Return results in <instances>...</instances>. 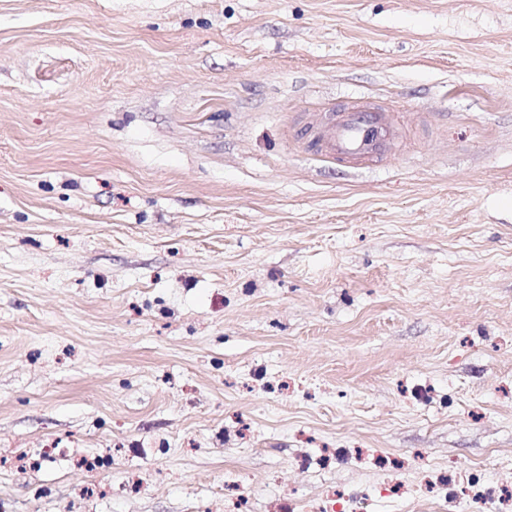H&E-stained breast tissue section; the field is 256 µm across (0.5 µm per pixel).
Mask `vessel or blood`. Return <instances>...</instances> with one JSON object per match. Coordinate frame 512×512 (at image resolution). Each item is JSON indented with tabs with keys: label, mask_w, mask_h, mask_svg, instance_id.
<instances>
[{
	"label": "vessel or blood",
	"mask_w": 512,
	"mask_h": 512,
	"mask_svg": "<svg viewBox=\"0 0 512 512\" xmlns=\"http://www.w3.org/2000/svg\"><path fill=\"white\" fill-rule=\"evenodd\" d=\"M308 129L311 153L353 166L383 160L397 136L390 114L364 101L351 102L338 113L311 115Z\"/></svg>",
	"instance_id": "b4317fda"
}]
</instances>
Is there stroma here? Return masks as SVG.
<instances>
[{
    "label": "stroma",
    "instance_id": "1",
    "mask_svg": "<svg viewBox=\"0 0 512 512\" xmlns=\"http://www.w3.org/2000/svg\"><path fill=\"white\" fill-rule=\"evenodd\" d=\"M355 98L387 158L313 157ZM229 481L512 486V0H0V512Z\"/></svg>",
    "mask_w": 512,
    "mask_h": 512
}]
</instances>
